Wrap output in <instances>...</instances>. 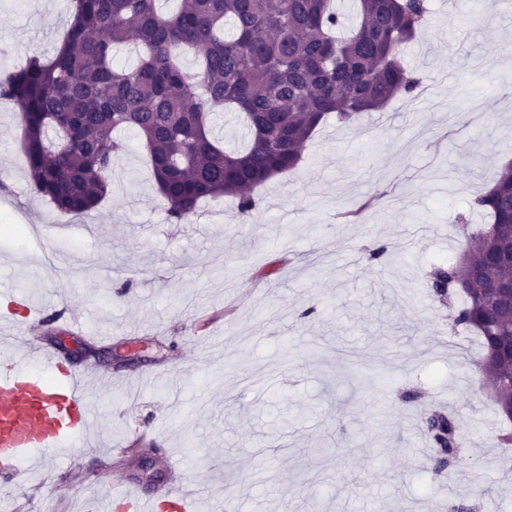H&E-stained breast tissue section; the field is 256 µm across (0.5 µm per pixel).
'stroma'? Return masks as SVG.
<instances>
[{
    "label": "stroma",
    "instance_id": "1",
    "mask_svg": "<svg viewBox=\"0 0 512 512\" xmlns=\"http://www.w3.org/2000/svg\"><path fill=\"white\" fill-rule=\"evenodd\" d=\"M479 24L431 0L404 66L429 86L353 124L328 118L299 167L233 198L202 203L189 224L166 220L138 136L112 167L92 211L60 214L30 188L17 106L0 100V330L10 296L32 303L29 332L54 345L77 316L113 379L91 382L101 451L58 456L41 474L31 455L0 473L17 512H95L132 482L138 442L165 464L155 497L183 485L233 512H512V457L482 390L478 341L428 294L429 273L456 260L459 216L512 158V0ZM71 0H0V74L50 56ZM359 222L338 213L373 195ZM378 264L365 260L376 243ZM442 406L455 418L464 466L437 476L418 428Z\"/></svg>",
    "mask_w": 512,
    "mask_h": 512
}]
</instances>
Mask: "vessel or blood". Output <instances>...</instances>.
I'll return each mask as SVG.
<instances>
[{
    "label": "vessel or blood",
    "mask_w": 512,
    "mask_h": 512,
    "mask_svg": "<svg viewBox=\"0 0 512 512\" xmlns=\"http://www.w3.org/2000/svg\"><path fill=\"white\" fill-rule=\"evenodd\" d=\"M44 365L51 378L32 379L29 365ZM98 372L65 365L61 354L45 348L18 330L0 340V467L9 468L26 451L45 453L43 470L54 466L57 453L82 454L93 446V415L88 379ZM115 501L133 503L137 512H154L156 500L132 484L116 493Z\"/></svg>",
    "instance_id": "b4317fda"
}]
</instances>
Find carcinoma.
<instances>
[{
  "instance_id": "carcinoma-1",
  "label": "carcinoma",
  "mask_w": 512,
  "mask_h": 512,
  "mask_svg": "<svg viewBox=\"0 0 512 512\" xmlns=\"http://www.w3.org/2000/svg\"><path fill=\"white\" fill-rule=\"evenodd\" d=\"M73 20L56 54L31 56L0 78V97L23 118L31 189L64 215H80L106 196L112 165L133 132L147 151L172 224H189L205 199H235L296 169L313 132L332 113L355 122L412 96L420 79L400 62L421 30L427 0H355L358 22L342 32L332 0H73ZM126 51L133 63L117 66ZM191 53L196 70L181 59ZM218 109L235 111L248 133L242 150L213 134ZM473 208L504 232L512 225V163ZM486 225H463L461 261L431 274V295L444 303L464 294L455 323L481 339L482 357L512 349V300H488L484 288L512 276L499 264ZM501 414L512 410V357L486 366ZM438 476L459 461L455 420L434 411L425 420Z\"/></svg>"
}]
</instances>
